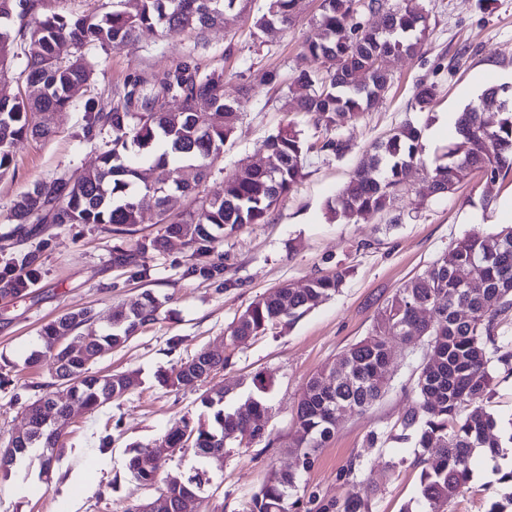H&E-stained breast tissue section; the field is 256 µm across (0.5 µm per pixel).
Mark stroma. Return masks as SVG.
I'll list each match as a JSON object with an SVG mask.
<instances>
[{
    "label": "stroma",
    "instance_id": "35a3bbf8",
    "mask_svg": "<svg viewBox=\"0 0 512 512\" xmlns=\"http://www.w3.org/2000/svg\"><path fill=\"white\" fill-rule=\"evenodd\" d=\"M418 2L430 25L422 52L390 62L391 87L385 98L342 130L350 151L340 159L310 154L303 180L267 223L244 225L215 243L206 259L216 268L214 276L189 274L190 252L176 238L162 250L148 252L141 267L113 263L114 246L128 248L157 236L160 227L149 210L129 235H115L95 224L39 226L26 246L40 251V280L26 296L0 298V445L24 427L27 406L45 394L53 380L49 363L25 364L43 325L89 308L104 329L116 308L135 304L146 291L166 303L156 322L124 346L102 353L92 365L102 375L137 372L140 386L99 409L75 408L63 439L64 453L51 476L42 473L40 453L28 454L24 470L38 488L16 499L8 481H0V512H125L129 505L156 497L157 487L143 486L130 476V449L158 447L179 419L199 417L203 392L262 371L274 379L263 441L232 449L223 460L211 459L205 465L201 512H244L271 471L297 468L289 443L308 379L367 336L396 290L452 243L512 224V174L489 186L477 171L445 196L429 195L422 176H415L397 202L401 220L395 225L383 213L350 224L333 221L327 214V201L339 193L377 140L407 122L438 127L424 155L433 161L455 135L454 128L443 123L445 114L479 102L470 92L474 72L484 70L491 83L496 72L512 71V0H493L488 6L479 0ZM267 3L241 0L222 24L203 33L144 32L123 49L100 55L94 81L75 91L70 108L54 114L52 135L15 145L14 163L0 177V248L13 229L7 215L17 196L38 182L61 175L78 177L95 164L94 148L82 139L85 101L109 107L128 77L163 73L187 51H194L202 69H223L228 90L239 94L235 132L212 161L202 191L216 189L242 165L267 164L264 142L287 123H294L307 139L324 137L325 129L314 127L308 115L282 109L290 77L313 67L303 43L320 16L322 0H299L291 25L258 36L254 24ZM269 71L279 74V84L266 83ZM422 79L439 89L428 112L412 106L415 84ZM487 194L492 204H484ZM340 266L349 270L340 291L293 326L231 340L232 322L261 295L332 274ZM203 349L223 354V370L205 382L179 388L160 383L161 373ZM422 355V346H396L390 389L366 413L342 415L333 436L301 474L300 512H336L349 493L366 486L375 490L372 512H402L416 498L418 450L399 435L401 416L414 398L413 370ZM373 433L378 436L374 443L369 440ZM511 470L510 456L477 457L471 489L455 496L447 512H488L492 502L504 501L512 493V485L502 480ZM76 476L88 477L91 489L75 494L71 480Z\"/></svg>",
    "mask_w": 512,
    "mask_h": 512
}]
</instances>
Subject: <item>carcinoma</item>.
<instances>
[{
	"label": "carcinoma",
	"mask_w": 512,
	"mask_h": 512,
	"mask_svg": "<svg viewBox=\"0 0 512 512\" xmlns=\"http://www.w3.org/2000/svg\"><path fill=\"white\" fill-rule=\"evenodd\" d=\"M48 0H0V79L10 56L23 54L20 73L28 93L0 98V174L13 162L14 145L28 137L52 135L51 117L71 105V93L92 80L98 62L85 53L94 48L105 54L131 43L143 31L177 34L199 32L224 22V12L239 0H112L104 13H43ZM297 0H270L255 22L264 33L292 23ZM381 14V23L364 21V13ZM428 17L419 3L384 9L382 0H322V13L304 50L315 64L288 84L290 111L304 112L314 125L339 129L356 123L370 111L391 83L389 63L412 56L428 31ZM141 76H130L104 112L95 101L84 105L83 139L94 144L98 164L76 181L60 176L50 184H35L14 201L7 220L16 224H101L114 234H127L141 223L147 210L155 212L163 234L137 241L132 249L115 247L113 259L137 266L150 250L165 247L168 238L183 241L197 263L191 274L209 276L212 268L200 262L213 250L224 230L245 224H263L269 213L303 179L304 162L313 149L344 157L350 141L336 134L310 143L288 124L266 140L276 165L244 166L204 195L199 187L208 178L209 157L224 146L236 129L235 98L224 82V70L203 71L193 53L183 55L167 71L152 78V90ZM506 88L491 87L481 104L465 109L457 120L458 137L443 157L430 166L423 158V128L405 123L373 146L329 210L351 220L367 214L393 212L410 179L425 173L429 194L456 191L477 170L495 183L512 172V97ZM438 87L415 86L414 107L431 109ZM170 101L177 103L167 108ZM494 107L493 128L484 111ZM151 160L155 173L150 186L135 187L138 170L129 155ZM179 191L191 199L179 214L167 209V193ZM470 275V281L460 273ZM347 270L314 276L300 288L281 286L262 295L233 323L231 338L256 337L291 325L342 288ZM41 277L35 250L0 255V296H25ZM164 305L145 292L139 305L112 314L109 328L94 326L87 309L66 313L45 325L40 345L26 364L51 361L59 387L48 391L26 409L27 427L13 435V454L0 459V473L8 475L30 448L42 450L45 470L63 453L61 437L45 411L64 417L71 405L97 409L122 398L141 384L135 372L99 375L91 371L97 353L127 343L146 323L157 320ZM428 309V318L419 315ZM512 310V224L488 234L473 233L459 240L421 274L397 289L378 313L368 336L346 349L332 367L312 376L300 395L293 431L298 464L307 469L314 453L336 431L337 415L363 413L390 387L391 343L426 342L424 361L417 368L415 398L401 419L402 439L422 449L416 503L402 512H445L448 502L470 486L471 460L476 452L503 454L507 442L494 433L497 419L490 409L494 369L512 367V352L499 342L502 317ZM224 369V356L199 351L191 361L162 377L176 387L184 381H203ZM272 377L254 375L244 397L227 400L230 388L205 392L201 405L206 418L184 419L165 435V447L174 453L192 449L198 456L216 449L227 453L241 447L244 438H262L261 424L269 412L267 394ZM130 474L154 485L166 464L151 447L130 450ZM298 474L273 471L250 499L247 512H289ZM372 492H351L337 512H371Z\"/></svg>",
	"instance_id": "cac0c4a2"
}]
</instances>
